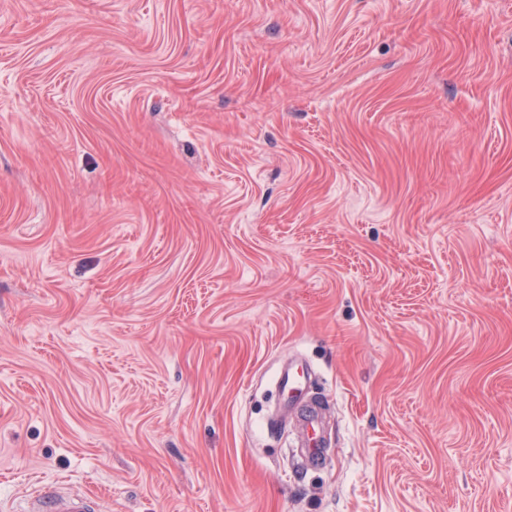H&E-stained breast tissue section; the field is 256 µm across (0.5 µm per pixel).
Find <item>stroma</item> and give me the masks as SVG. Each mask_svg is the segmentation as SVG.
I'll return each instance as SVG.
<instances>
[{
	"label": "stroma",
	"mask_w": 512,
	"mask_h": 512,
	"mask_svg": "<svg viewBox=\"0 0 512 512\" xmlns=\"http://www.w3.org/2000/svg\"><path fill=\"white\" fill-rule=\"evenodd\" d=\"M56 482L512 512V0H0V506ZM305 374V369L301 367L295 370L294 367H283L276 376L275 386L282 396L290 395L292 399H296L302 393V378Z\"/></svg>",
	"instance_id": "stroma-1"
}]
</instances>
